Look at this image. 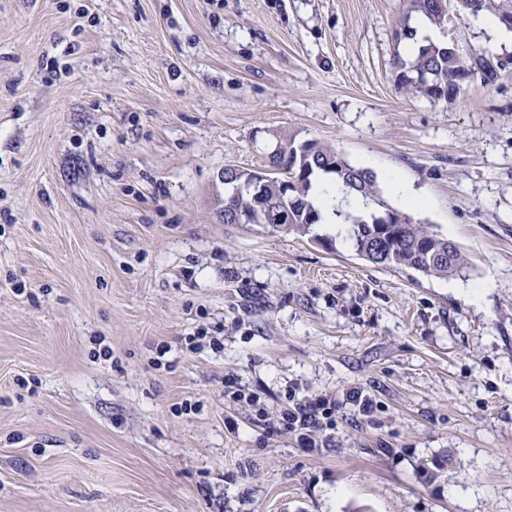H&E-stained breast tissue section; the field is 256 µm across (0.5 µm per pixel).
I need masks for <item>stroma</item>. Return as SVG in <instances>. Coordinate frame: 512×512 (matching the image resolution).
Wrapping results in <instances>:
<instances>
[{
  "instance_id": "1",
  "label": "stroma",
  "mask_w": 512,
  "mask_h": 512,
  "mask_svg": "<svg viewBox=\"0 0 512 512\" xmlns=\"http://www.w3.org/2000/svg\"><path fill=\"white\" fill-rule=\"evenodd\" d=\"M404 8L0 0V512H512V44L450 14L497 80L403 97ZM283 136L409 181L468 267L221 223ZM244 177V174L238 175L236 171L223 170L220 178L224 184V206L219 211V216L224 224H247L239 223L245 215L254 208L252 198L238 191L236 183ZM293 407L280 414L279 422L289 432H299L298 440L304 445L315 447L316 433L320 430V416L331 414L328 401L324 398H296L292 396ZM296 401V403H294Z\"/></svg>"
}]
</instances>
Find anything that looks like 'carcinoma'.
<instances>
[{
  "label": "carcinoma",
  "instance_id": "1",
  "mask_svg": "<svg viewBox=\"0 0 512 512\" xmlns=\"http://www.w3.org/2000/svg\"><path fill=\"white\" fill-rule=\"evenodd\" d=\"M401 18L399 38L411 39V22L421 15L432 27L440 28L448 18L442 0H407ZM458 15L490 14L512 32V0H452ZM393 67L396 90L405 95L422 96L434 102H452L463 96V77L479 73L488 84L496 76L491 62L472 57L459 46L448 48L446 42L427 41L410 57L394 48ZM281 151L267 157L276 173L267 179L266 202L273 213L288 215V230L308 234L313 226L323 223L322 212L313 194V178L327 175L341 201L350 197L363 200V207H336V223L345 227V240L365 261L386 269L411 270L427 277L448 278L467 268L460 248L447 238L432 233L405 212L390 209L391 223H378L377 214L387 208L377 186L375 175L349 164L335 150L313 140L298 141L294 137L279 138ZM291 179L290 184L283 183ZM242 179L233 170L224 172V223L237 224L254 208L252 198L240 191L236 183Z\"/></svg>",
  "mask_w": 512,
  "mask_h": 512
}]
</instances>
